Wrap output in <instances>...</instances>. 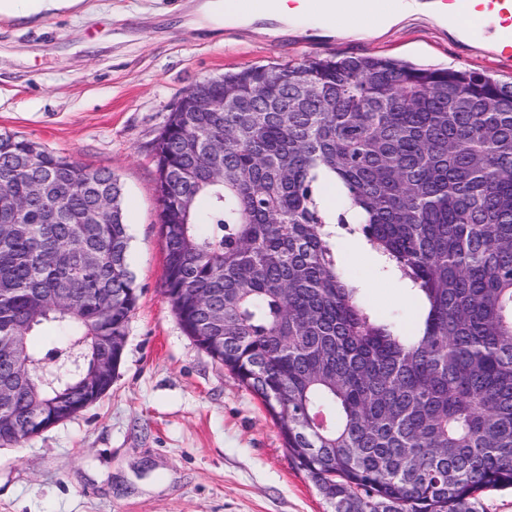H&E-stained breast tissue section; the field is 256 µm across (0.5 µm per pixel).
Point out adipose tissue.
I'll list each match as a JSON object with an SVG mask.
<instances>
[{
    "label": "adipose tissue",
    "instance_id": "adipose-tissue-1",
    "mask_svg": "<svg viewBox=\"0 0 512 512\" xmlns=\"http://www.w3.org/2000/svg\"><path fill=\"white\" fill-rule=\"evenodd\" d=\"M442 9L441 0H397L394 9L387 13L373 9L371 0H323L320 15L324 26L354 31L368 19L378 28L401 21H437Z\"/></svg>",
    "mask_w": 512,
    "mask_h": 512
}]
</instances>
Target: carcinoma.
<instances>
[{"label":"carcinoma","instance_id":"obj_1","mask_svg":"<svg viewBox=\"0 0 512 512\" xmlns=\"http://www.w3.org/2000/svg\"><path fill=\"white\" fill-rule=\"evenodd\" d=\"M222 112L153 142L164 294L253 392L331 512H475L512 488V83L378 57L224 76ZM117 177L0 133V377L57 357L0 408V447L112 384L138 304ZM38 184L41 190L32 191ZM108 218L89 223L101 201ZM408 284V326L341 268L336 225ZM66 337L44 349L38 333Z\"/></svg>","mask_w":512,"mask_h":512}]
</instances>
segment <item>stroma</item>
Segmentation results:
<instances>
[{"label": "stroma", "instance_id": "obj_1", "mask_svg": "<svg viewBox=\"0 0 512 512\" xmlns=\"http://www.w3.org/2000/svg\"><path fill=\"white\" fill-rule=\"evenodd\" d=\"M207 0H83L35 20L0 18V133L107 167L123 188L139 294L122 362L95 404L0 448V512H330L273 419L185 335L163 295L152 144L198 80L306 59L385 57L483 71L512 61L424 22L340 35L274 20H206ZM365 300L410 324L397 278L343 250Z\"/></svg>", "mask_w": 512, "mask_h": 512}]
</instances>
